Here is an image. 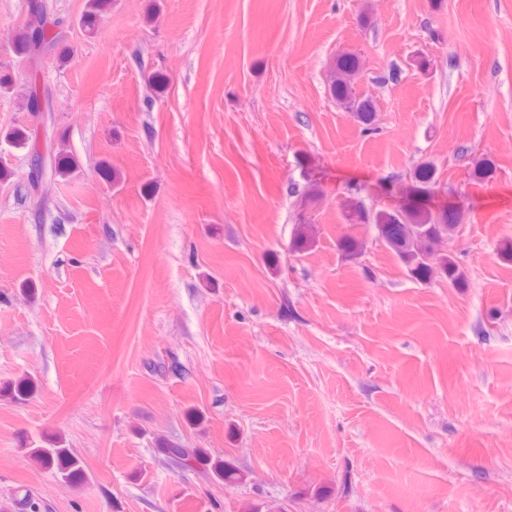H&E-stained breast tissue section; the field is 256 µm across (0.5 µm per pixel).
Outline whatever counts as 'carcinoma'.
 Listing matches in <instances>:
<instances>
[{
    "label": "carcinoma",
    "mask_w": 512,
    "mask_h": 512,
    "mask_svg": "<svg viewBox=\"0 0 512 512\" xmlns=\"http://www.w3.org/2000/svg\"><path fill=\"white\" fill-rule=\"evenodd\" d=\"M110 8V0H86L79 18L85 32L94 33L103 13ZM15 50L18 55L34 63L48 49L58 44V34L48 32L47 23L39 21L34 26L27 20L15 34ZM361 71L358 55L344 53L337 57L331 76L330 93L336 103L354 114L365 126L372 125L376 108L369 99L356 93L355 80ZM50 166L63 177L76 166L75 160L63 154L49 157ZM411 190L415 196L429 191L437 183V170L433 164L423 162L411 173ZM349 224L371 225L385 246L400 260L417 280L441 279L454 288L466 287V278L454 257L442 249L445 239L451 238L457 228L459 216L450 210L433 211L410 203L397 209L368 211L352 204L345 211ZM161 454L183 467L203 464L213 477L227 486L243 481L241 472L233 464L214 458L203 448H175L165 445ZM30 455L41 465L54 468L66 482L78 481L84 473L82 459L61 441L29 449Z\"/></svg>",
    "instance_id": "1"
}]
</instances>
